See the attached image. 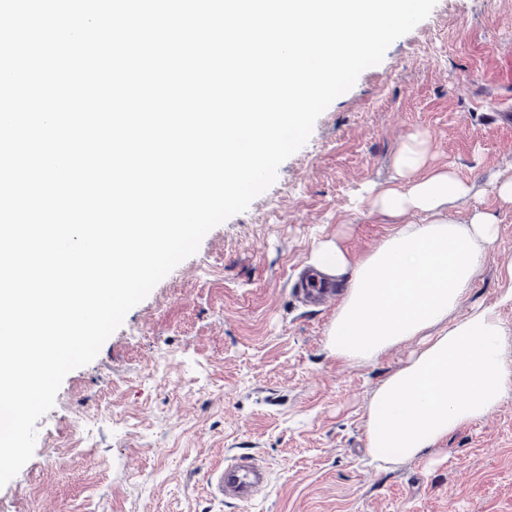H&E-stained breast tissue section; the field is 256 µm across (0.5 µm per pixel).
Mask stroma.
I'll use <instances>...</instances> for the list:
<instances>
[{
  "instance_id": "35a3bbf8",
  "label": "stroma",
  "mask_w": 512,
  "mask_h": 512,
  "mask_svg": "<svg viewBox=\"0 0 512 512\" xmlns=\"http://www.w3.org/2000/svg\"><path fill=\"white\" fill-rule=\"evenodd\" d=\"M512 0H438L382 62L317 119L246 211L209 231L64 379L0 512H241L206 470L258 459L267 492L248 512H512V388L482 421L423 457L372 461L369 400L417 350L354 365L329 355L335 303L292 291L319 242L352 260L392 226L373 205L394 157L423 139L427 170L474 182L498 238L459 313L498 305L512 267Z\"/></svg>"
}]
</instances>
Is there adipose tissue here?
<instances>
[{
	"label": "adipose tissue",
	"mask_w": 512,
	"mask_h": 512,
	"mask_svg": "<svg viewBox=\"0 0 512 512\" xmlns=\"http://www.w3.org/2000/svg\"><path fill=\"white\" fill-rule=\"evenodd\" d=\"M424 157L404 144L394 159L398 182L378 194L379 212L395 222L372 253L349 262L332 242L309 264L342 287L327 331L330 355L375 363L390 349L419 339L421 349L373 391L366 420L368 448L412 460L498 407L512 388L507 334L493 306L458 314L498 236L493 215L473 206L474 187L456 174H421ZM469 206L467 223L455 208Z\"/></svg>",
	"instance_id": "ef3b65f1"
}]
</instances>
